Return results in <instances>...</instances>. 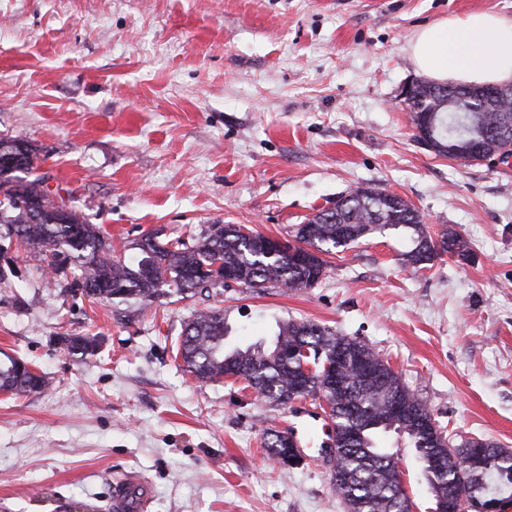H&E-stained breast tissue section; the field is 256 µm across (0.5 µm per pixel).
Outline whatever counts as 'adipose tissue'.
Wrapping results in <instances>:
<instances>
[{
    "label": "adipose tissue",
    "mask_w": 512,
    "mask_h": 512,
    "mask_svg": "<svg viewBox=\"0 0 512 512\" xmlns=\"http://www.w3.org/2000/svg\"><path fill=\"white\" fill-rule=\"evenodd\" d=\"M407 50L417 71L435 81L512 82V20L492 12L435 21L410 37Z\"/></svg>",
    "instance_id": "1"
}]
</instances>
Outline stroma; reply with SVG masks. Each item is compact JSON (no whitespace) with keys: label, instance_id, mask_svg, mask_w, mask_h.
<instances>
[{"label":"stroma","instance_id":"stroma-1","mask_svg":"<svg viewBox=\"0 0 512 512\" xmlns=\"http://www.w3.org/2000/svg\"><path fill=\"white\" fill-rule=\"evenodd\" d=\"M479 11L511 19L512 0H0V136L37 146L49 186L116 253L212 224L289 239L356 186L400 194L470 247L416 270L387 230L328 255L316 287L174 295L124 322L0 237V351L49 381L0 392V512H111L131 472L152 486L149 512H347L315 450L288 467L263 448L313 399L273 407L244 380L182 369V325L208 305L231 347L290 320L358 337L454 441L512 450V163L435 156L400 100L418 77L411 35ZM74 333L97 354H69ZM384 446L412 512H434L414 449L394 434Z\"/></svg>","mask_w":512,"mask_h":512}]
</instances>
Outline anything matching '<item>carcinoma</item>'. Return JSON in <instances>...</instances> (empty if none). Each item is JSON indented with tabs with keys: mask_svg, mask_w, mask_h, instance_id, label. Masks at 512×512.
Returning a JSON list of instances; mask_svg holds the SVG:
<instances>
[{
	"mask_svg": "<svg viewBox=\"0 0 512 512\" xmlns=\"http://www.w3.org/2000/svg\"><path fill=\"white\" fill-rule=\"evenodd\" d=\"M493 89L492 85L421 82L407 109L413 122L420 113H433L435 155L472 165L476 160L472 143L484 125L505 124L512 129V97H494ZM0 157L16 162V174L0 179V224L5 225V235L37 250L59 270L69 264L77 268L79 275L62 292L78 291L84 297L125 304L140 312L173 292L210 297L225 288L224 280L209 277L208 267L216 259L225 268L245 274L249 288L274 284L298 290L313 288L322 280L328 265L325 255L389 229L404 230L411 242L402 258L406 267L419 270L443 253L469 252L468 243L452 229L432 235L420 211L405 198L385 188L356 187L295 229V242L323 255L319 265L291 262L266 236L241 224H212L192 243L180 238L164 242L149 232L127 245L132 256L126 259L116 256L111 238L73 207L64 208L52 199L36 209L20 205L41 192L38 148L29 140L0 137ZM292 242L284 244L289 248ZM64 341L69 353L82 359L98 348L93 336H66ZM338 348L356 359L343 374L347 394L327 386L325 376L326 364L334 362ZM176 351L184 370L198 381L217 382L238 372L249 388L277 407L291 396L323 398L340 448L331 470L332 487L357 512H410L408 497L395 483L396 457L380 444L388 433L405 437L415 448L428 487L443 490L456 482L459 463L440 468L428 464L433 431L401 426L402 418L390 410L398 403L414 417H426V405L389 363L356 337L311 322L289 321L278 325L269 343L261 339L245 348H227L224 310L206 307L185 321ZM361 366L379 372L377 383L363 380ZM48 385V379L25 361L0 354V392L30 395L44 392ZM289 438L266 430L264 445L270 460L284 464ZM458 447L466 449L462 464L469 499L496 507L502 495L512 497L511 450L484 438L467 439Z\"/></svg>",
	"mask_w": 512,
	"mask_h": 512,
	"instance_id": "1",
	"label": "carcinoma"
}]
</instances>
